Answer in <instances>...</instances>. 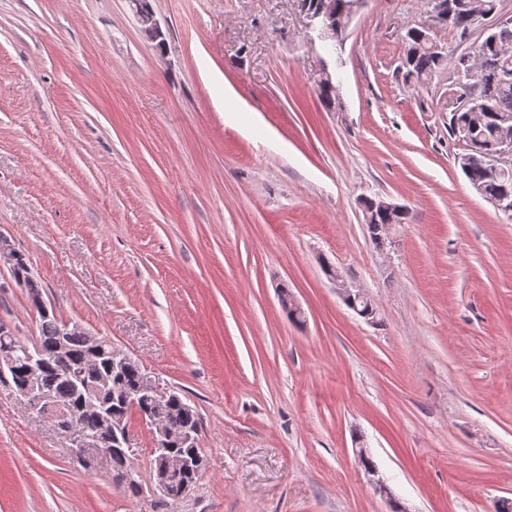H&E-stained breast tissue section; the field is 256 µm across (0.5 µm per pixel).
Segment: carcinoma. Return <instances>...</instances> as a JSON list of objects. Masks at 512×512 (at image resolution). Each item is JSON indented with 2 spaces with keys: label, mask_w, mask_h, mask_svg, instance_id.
Listing matches in <instances>:
<instances>
[{
  "label": "carcinoma",
  "mask_w": 512,
  "mask_h": 512,
  "mask_svg": "<svg viewBox=\"0 0 512 512\" xmlns=\"http://www.w3.org/2000/svg\"><path fill=\"white\" fill-rule=\"evenodd\" d=\"M451 27L465 35L479 22L475 13H491L499 8L500 0H451ZM403 40L407 46L403 67L406 80L418 82L427 79L440 68L447 54L443 48L427 38L426 30L413 27L406 31ZM481 54L495 65L487 76L475 82L468 92L466 105L449 113L448 133L465 143L467 153L458 158L459 165L466 166L464 175L478 193L491 201L505 193L512 194V163L498 171L488 170L483 159L496 151L502 140H512V51L504 52L491 39L478 43ZM39 335L25 343L20 339L11 342L15 365L10 374L11 383L19 392L30 381L27 372V356L31 348L45 355V366L36 379L43 392L69 404L89 433L98 429L97 415L86 409L89 399L99 400L112 411L124 425H129L132 412L142 418L167 420L175 433L193 431L201 434L199 414L176 392H170L163 404L143 394L136 404L125 402L128 395L141 390L143 368L136 362L117 372L112 369V344L102 340L98 352H92L88 337L80 332L68 333L63 355H58L60 332L65 321L51 311L39 314Z\"/></svg>",
  "instance_id": "obj_1"
}]
</instances>
